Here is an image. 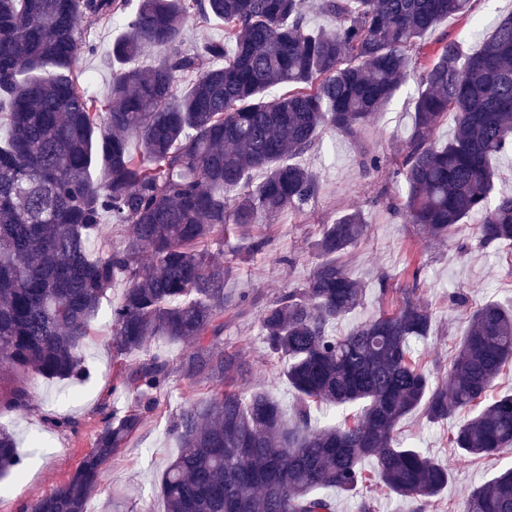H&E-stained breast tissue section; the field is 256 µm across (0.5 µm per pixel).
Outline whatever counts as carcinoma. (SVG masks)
Returning a JSON list of instances; mask_svg holds the SVG:
<instances>
[{"label":"carcinoma","mask_w":512,"mask_h":512,"mask_svg":"<svg viewBox=\"0 0 512 512\" xmlns=\"http://www.w3.org/2000/svg\"><path fill=\"white\" fill-rule=\"evenodd\" d=\"M472 2L321 0L334 21L325 32L309 26L305 0H0V364L86 377L89 323L123 277L113 349L127 357L165 337L191 347L183 378L224 384L188 398L174 425L179 451L160 479L166 512H336L329 491L364 484L366 458L389 492L426 502L448 486V467L395 437L420 407L438 423L479 405L454 447L480 458L512 452V394L486 400L512 363L511 310L477 308L437 382L412 353L433 323L414 288L394 309L333 334L363 297L345 257L367 223L362 211L345 212L314 240L319 263L305 285L261 318L260 336L296 394L290 423L268 393L234 388L251 367L221 347L224 314H243L247 296L224 293V260L209 250L226 224L247 229L262 214L303 210L319 191L303 157L320 130L356 136L412 69L420 87L398 168L404 189L382 200L440 241L477 213L481 245L512 249V196L494 195L491 165L512 150V14L479 50L444 37L422 61L425 35L469 15ZM116 18L112 59L123 68L100 100L74 70L81 51L94 50L79 25ZM213 19L224 39L184 50L187 24ZM146 45L158 50L156 64L126 67ZM201 57L211 66L199 68ZM450 115L453 134L440 143ZM105 213L112 223H101ZM123 228V246L92 255L91 240ZM172 374L159 354L126 364L113 389L130 404L105 418L76 470L27 512H87L104 466L141 430ZM354 405L360 411L339 425L311 426L314 406ZM23 467L14 435L0 428V477ZM464 512H512V466L470 491Z\"/></svg>","instance_id":"cac0c4a2"}]
</instances>
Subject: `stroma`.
<instances>
[{"mask_svg":"<svg viewBox=\"0 0 512 512\" xmlns=\"http://www.w3.org/2000/svg\"><path fill=\"white\" fill-rule=\"evenodd\" d=\"M118 31L114 23L88 31L94 50L82 53L76 65L79 80L101 98L107 96L112 82V43ZM417 88L418 76L410 74L357 139L320 132L318 149L304 159L319 174L320 188L302 212H285L244 232L226 226L223 249L229 273L224 291L249 298L244 314L228 320L224 330L225 349L239 351L251 365L249 379L238 386L241 394L262 390L285 410H292L294 391L280 377V365L262 341L260 319L283 290L306 281L318 263L313 242L321 225L348 210H363L367 221L364 236L346 258L351 277L365 286V298L360 308L337 322V333H346L380 309L394 308L402 289L416 287L434 320L429 337L415 344L413 355L436 380L447 371L468 329L469 310L491 300L504 303L512 298V259L480 246L478 216L465 219L448 241L438 243L424 238L401 214L374 202L381 188L393 190L399 183V154L411 130ZM367 155L380 157L383 170L364 173L360 162ZM254 241L262 242L261 251H250ZM383 275L389 278L390 292L382 300L378 279ZM124 287V279L116 278L107 301L90 323L85 355L91 376L87 381L73 383L36 374L21 378L9 368L0 369V395L9 396L20 385L30 392L27 407L0 410V427L14 434L25 458L21 478L0 479V512H25L27 505L65 480L90 451L104 414L126 407V399L112 392L127 362L112 347V308ZM185 387L182 377H173L139 434L107 463L87 503L88 512H140L144 507L164 512L159 482L168 461L178 452L170 427L186 400ZM54 418L68 419L71 425L54 428L50 424ZM463 419L457 413L433 424L419 409L398 426L400 441L423 448L449 468L448 486L438 497L422 503L363 489L338 495L336 512H358L365 499L372 501L375 512H461L467 493L504 465L498 458L462 456L453 447L450 435Z\"/></svg>","mask_w":512,"mask_h":512,"instance_id":"35a3bbf8","label":"stroma"}]
</instances>
